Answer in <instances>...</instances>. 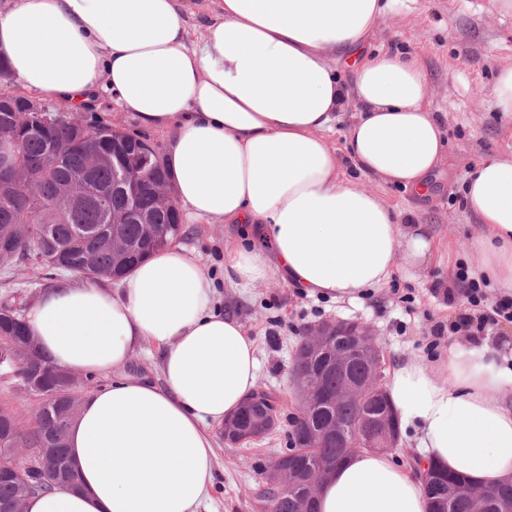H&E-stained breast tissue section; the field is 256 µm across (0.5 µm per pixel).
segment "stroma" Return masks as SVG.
Listing matches in <instances>:
<instances>
[{
    "label": "stroma",
    "instance_id": "obj_1",
    "mask_svg": "<svg viewBox=\"0 0 512 512\" xmlns=\"http://www.w3.org/2000/svg\"><path fill=\"white\" fill-rule=\"evenodd\" d=\"M405 47L421 61L428 81L430 107L442 120L448 154L435 194L418 211L440 247L426 272L412 277L402 262L391 283L375 298L357 305L308 297L286 284L260 283L237 291L224 285V238L227 225L188 219L180 242L200 258L218 290L221 311L241 318L256 340L257 383L280 400V429L237 447L217 442L207 512H259L256 494L262 471L289 446L290 421L300 400L291 382L292 356L309 325L329 320H361L376 330L385 365L417 354L436 360L448 344L435 327L457 325L461 316L482 317L502 296L481 286L475 300L449 301L439 281L467 273L479 279L481 257L467 249L479 227L462 204L464 177L485 155L512 152V116L493 105L492 87L500 67L512 64V13L491 0H394L377 23L370 49L387 44ZM41 263L27 262L0 271V305L19 310L52 287Z\"/></svg>",
    "mask_w": 512,
    "mask_h": 512
}]
</instances>
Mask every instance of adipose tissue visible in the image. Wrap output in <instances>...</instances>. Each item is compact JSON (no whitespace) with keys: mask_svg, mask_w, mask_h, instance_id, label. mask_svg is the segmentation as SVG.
<instances>
[{"mask_svg":"<svg viewBox=\"0 0 512 512\" xmlns=\"http://www.w3.org/2000/svg\"><path fill=\"white\" fill-rule=\"evenodd\" d=\"M390 0H5L0 59L31 93L74 109L107 91L165 134L180 208L229 225L224 283H288L354 303L383 289L407 257L423 271L439 247L415 211L362 188L367 175L424 200L446 156L420 60L367 51ZM202 12L199 35L187 15ZM351 113L342 144L329 137ZM481 234V273L512 292V154L465 176ZM60 368L119 372L84 394L68 433L82 489L53 488L25 512H201L214 431L256 387L255 340L216 304L213 280L184 246L160 249L117 285L63 282L26 310ZM160 382L124 375L144 343ZM386 389L413 464L348 456L319 491L318 512H427L436 464L479 489L512 479V359L456 337L438 364L394 363Z\"/></svg>","mask_w":512,"mask_h":512,"instance_id":"ef3b65f1","label":"adipose tissue"}]
</instances>
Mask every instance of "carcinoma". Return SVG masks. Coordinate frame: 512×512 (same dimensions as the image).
I'll return each mask as SVG.
<instances>
[{"label":"carcinoma","instance_id":"1","mask_svg":"<svg viewBox=\"0 0 512 512\" xmlns=\"http://www.w3.org/2000/svg\"><path fill=\"white\" fill-rule=\"evenodd\" d=\"M29 108V99L24 97L0 106V141L18 139L24 162L38 160L54 148L59 151L62 164L36 178L24 194L13 195L7 189H0V267L20 266L35 251L42 257L44 266L55 273H72L93 282L100 278L117 280L148 254L182 236L184 225L177 222L170 201L157 198L150 191L168 172L153 166L154 157L140 155L139 143L123 132L102 125L110 141L99 145L100 164L90 169L91 151L75 144L72 128L60 124L45 135L30 127ZM121 162L137 167L139 172L144 223L139 217H129L130 201L114 184ZM81 176L87 184V197L70 204L68 187L73 179ZM101 194L112 198L113 212L127 216L125 223H112V212L107 213L96 205L95 199ZM114 237L125 242L124 252L112 251ZM0 336L7 337L0 344V378H10L26 389L33 388L31 394L35 396L41 393L46 396L36 411L34 428L25 433L19 431V412L0 407V512H12L17 497H30L51 488L34 472L27 475L25 483L16 482L13 471L20 466L16 448L46 444L56 449L61 459H68L66 436L56 437L55 426L76 412L83 388L70 386L64 379L63 369L43 356H37L34 361L28 359L27 349L33 345L34 337L17 310L10 306L0 308ZM293 372L300 376L321 374L326 391L341 382L335 372L324 369L302 347L296 351ZM330 414L349 427L362 419V410L349 403ZM330 414L320 410L293 421L289 443L293 444L296 458L302 461L307 473L320 460L339 465L349 455L348 449L342 447V437H326L312 448L304 443L309 429ZM428 473L424 481L428 512H470L475 486L437 466L429 467ZM299 495L296 489L282 492L267 488L260 494L259 502L270 512H300ZM485 496L488 512H512L511 481L485 491Z\"/></svg>","mask_w":512,"mask_h":512}]
</instances>
